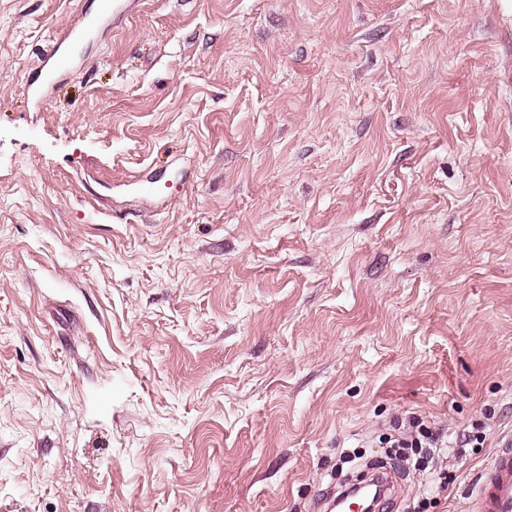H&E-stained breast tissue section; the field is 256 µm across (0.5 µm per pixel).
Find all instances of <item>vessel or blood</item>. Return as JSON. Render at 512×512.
Returning <instances> with one entry per match:
<instances>
[{
    "label": "vessel or blood",
    "mask_w": 512,
    "mask_h": 512,
    "mask_svg": "<svg viewBox=\"0 0 512 512\" xmlns=\"http://www.w3.org/2000/svg\"><path fill=\"white\" fill-rule=\"evenodd\" d=\"M128 11L127 0H112L107 13L98 18L79 14L72 24L57 34L42 60L36 76L25 82L26 92L35 110H42L53 85L48 72L57 61H64L69 46L87 36L95 24L120 20ZM468 512H512V438L507 439L491 462L480 472L467 492Z\"/></svg>",
    "instance_id": "1"
}]
</instances>
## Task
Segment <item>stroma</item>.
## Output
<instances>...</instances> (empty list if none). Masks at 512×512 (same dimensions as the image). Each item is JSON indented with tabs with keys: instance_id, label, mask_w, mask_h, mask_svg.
Listing matches in <instances>:
<instances>
[{
	"instance_id": "35a3bbf8",
	"label": "stroma",
	"mask_w": 512,
	"mask_h": 512,
	"mask_svg": "<svg viewBox=\"0 0 512 512\" xmlns=\"http://www.w3.org/2000/svg\"><path fill=\"white\" fill-rule=\"evenodd\" d=\"M0 0V512H391L512 437V0ZM392 463V462H391ZM454 475L442 487L443 475ZM109 2H112V4L109 5L105 13L96 18H90L86 12L78 14L72 24L54 37L49 52L44 56L42 64L38 67L36 77H28L25 82L26 92L36 111H42L49 96V91L55 82L45 70L56 60L62 63L65 60L69 46L87 36L95 25L108 23L110 14H112V24L126 15L128 11L126 0H110ZM402 424L403 422L399 423V421L393 423L394 434L387 435L389 436L387 437V443H390V448L407 449V453L394 450V457L402 462L412 461L417 470L426 469L435 456L440 457L444 454L445 448L447 452V447L448 453L450 450H456L457 454H462L467 445H472V448H479L478 446L482 445L485 440L482 435L462 433L461 438L456 440L455 446H451L449 442L448 445L443 444L441 432L425 423L423 418L413 417L410 419L407 429L411 430L408 435L401 436L399 432L396 433L401 429Z\"/></svg>"
}]
</instances>
